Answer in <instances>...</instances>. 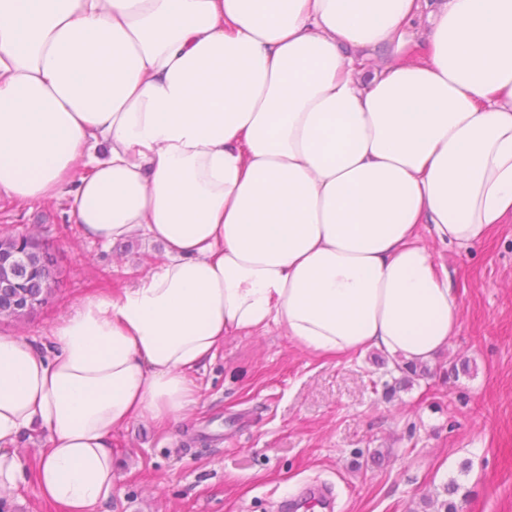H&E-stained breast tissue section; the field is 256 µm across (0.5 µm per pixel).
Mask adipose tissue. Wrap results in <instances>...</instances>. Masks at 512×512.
<instances>
[{"label": "adipose tissue", "instance_id": "1", "mask_svg": "<svg viewBox=\"0 0 512 512\" xmlns=\"http://www.w3.org/2000/svg\"><path fill=\"white\" fill-rule=\"evenodd\" d=\"M0 193L164 247L51 350L0 336V499L101 512L114 434L181 424L225 337L447 348L429 241L512 220V0H0ZM37 485L28 480L13 499L0 500V512H47Z\"/></svg>", "mask_w": 512, "mask_h": 512}]
</instances>
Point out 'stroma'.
Returning <instances> with one entry per match:
<instances>
[{"mask_svg":"<svg viewBox=\"0 0 512 512\" xmlns=\"http://www.w3.org/2000/svg\"><path fill=\"white\" fill-rule=\"evenodd\" d=\"M66 198H0V231L32 233L54 256L49 303L0 319V336L44 344L88 297L131 285L163 247L85 237ZM460 304L459 329L426 375L403 379L387 353L320 358L277 327L229 336L199 375L203 405L167 432L147 420L116 436L111 512H272L325 481L336 512H512V223L464 247L433 245Z\"/></svg>","mask_w":512,"mask_h":512,"instance_id":"obj_1","label":"stroma"}]
</instances>
